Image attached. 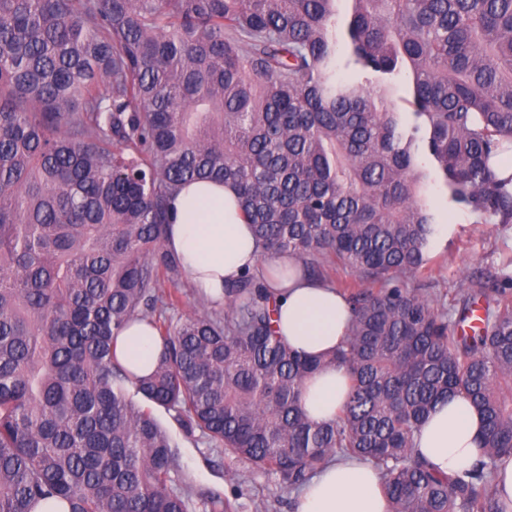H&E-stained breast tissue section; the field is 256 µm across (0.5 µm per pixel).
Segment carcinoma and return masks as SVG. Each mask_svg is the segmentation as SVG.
<instances>
[{"instance_id": "carcinoma-1", "label": "carcinoma", "mask_w": 512, "mask_h": 512, "mask_svg": "<svg viewBox=\"0 0 512 512\" xmlns=\"http://www.w3.org/2000/svg\"><path fill=\"white\" fill-rule=\"evenodd\" d=\"M349 2L347 64L406 71L408 109L336 80V0H0V512H189L156 406L290 492L359 456L393 512L512 508V275L460 283L454 321L405 283L432 274V175L473 223L512 224V0ZM195 180L236 191L262 257L380 285L346 286L334 420L299 405L324 362L275 335L263 271L222 315L163 317L169 206ZM137 319L163 343L144 378L114 357ZM455 395L484 442L445 474L416 436Z\"/></svg>"}]
</instances>
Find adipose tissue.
Returning <instances> with one entry per match:
<instances>
[{"label": "adipose tissue", "instance_id": "1", "mask_svg": "<svg viewBox=\"0 0 512 512\" xmlns=\"http://www.w3.org/2000/svg\"><path fill=\"white\" fill-rule=\"evenodd\" d=\"M174 219L166 246L181 259L194 288L215 306L224 304L225 283L264 267L277 302L279 336L295 350L320 356L336 350L349 333L350 307L328 284L306 277L294 256L281 255L262 266L250 225L245 224L235 191L211 181L187 183L172 199ZM161 348L155 330L133 321L116 342V358L139 376L148 375ZM348 389L343 368H323L302 386L309 418H334ZM482 418L463 397L439 404L423 422L416 450L446 473L470 469L479 456ZM295 512H392L378 471L357 457H343L319 469L295 500Z\"/></svg>", "mask_w": 512, "mask_h": 512}]
</instances>
